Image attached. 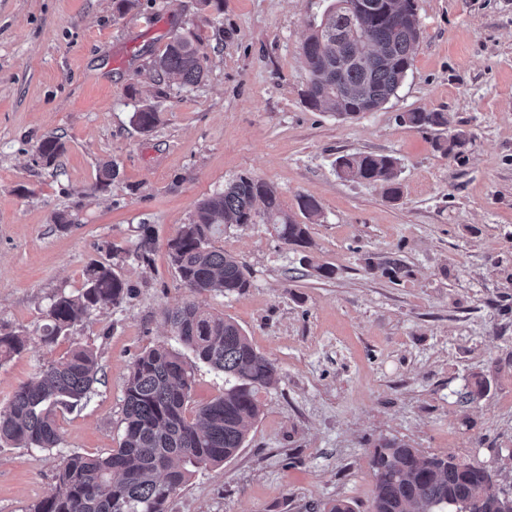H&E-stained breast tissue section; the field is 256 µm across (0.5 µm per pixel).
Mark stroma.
Segmentation results:
<instances>
[{"label":"stroma","instance_id":"35a3bbf8","mask_svg":"<svg viewBox=\"0 0 512 512\" xmlns=\"http://www.w3.org/2000/svg\"><path fill=\"white\" fill-rule=\"evenodd\" d=\"M333 0H0V328L26 336L0 362V407L39 365L93 350L101 382L58 412V447L0 444V512L48 496L62 456L117 447L134 359L172 343L167 309L194 301L236 321L278 368L239 452L196 470L168 512H322L342 499L370 512V459L385 439L452 454L512 495V0H416L422 36L396 97L345 120L308 107L301 46ZM192 41L201 83L150 71L172 37ZM138 96H131V89ZM156 101L159 123L132 115ZM444 112L440 129L401 123ZM461 157L436 149L457 131ZM61 136L58 167L40 139ZM389 154L402 195L336 174L344 154ZM115 164L110 185L99 169ZM249 173L287 213L315 199L312 246L285 244L269 224L225 227L214 241L242 261L246 294H192L167 244L197 205ZM151 233L149 262L133 250ZM336 270L322 278L302 256ZM405 266L399 277L389 260ZM111 265L130 288L53 343L38 329L55 295ZM483 376V397L459 396Z\"/></svg>","mask_w":512,"mask_h":512}]
</instances>
